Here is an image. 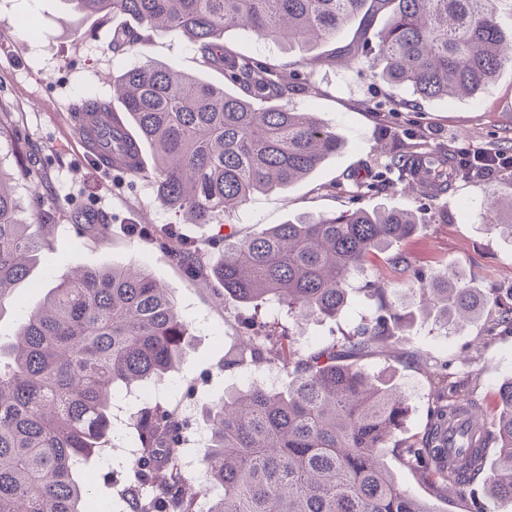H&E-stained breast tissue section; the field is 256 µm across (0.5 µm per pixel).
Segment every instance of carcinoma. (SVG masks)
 Returning <instances> with one entry per match:
<instances>
[{"instance_id": "obj_1", "label": "carcinoma", "mask_w": 512, "mask_h": 512, "mask_svg": "<svg viewBox=\"0 0 512 512\" xmlns=\"http://www.w3.org/2000/svg\"><path fill=\"white\" fill-rule=\"evenodd\" d=\"M73 7L133 24L112 34V54H145L152 37L180 31L196 60L223 76L213 84L146 60L112 77L121 110L97 96L75 103L71 119L103 161L157 185L162 205L211 224L254 192L284 188L308 176L340 141L292 99L311 90L306 68L320 62L263 61L236 51L225 34L241 29L290 48L357 28L340 57L363 61L383 81L421 98L473 96L512 66V33L495 20L493 0H69ZM386 24L376 28L378 16ZM112 120V139L97 123ZM8 134L17 172L0 168V315L48 249L57 212L44 197L33 225L14 194L15 175L40 185L43 169L28 161L18 124ZM154 164H143V146ZM417 156L403 151L388 169L405 179ZM76 234L101 237L108 225L74 215ZM405 210L355 209L308 215L245 238L224 236L219 293L258 311L274 302L302 319L334 316L347 303L352 276L378 254L411 236ZM133 238L159 241L191 280L210 279L204 250L154 224H132ZM375 316L337 343L302 352L287 327L253 314L243 343L224 354V370L250 359L290 377L288 386H249L209 405L210 444L199 459L207 488L188 493L183 466L187 421L156 403L128 415L135 454L126 462L124 512H436L400 486L386 467L392 449L422 484L463 491L476 479L492 499L512 502V382L500 386L498 412L481 422L479 448L448 460V422L456 407L476 401L448 382V366H427L437 393L427 432L396 438L407 403L394 385L359 362L398 342L401 320L375 285ZM445 323L497 314L486 336L512 330V303L480 295L435 274L416 289ZM188 325L170 290L141 266L87 268L49 290L24 320L18 339L0 341V512H86L94 496L90 463L112 430V402L121 391L164 379L186 353ZM496 444L494 465L482 446Z\"/></svg>"}]
</instances>
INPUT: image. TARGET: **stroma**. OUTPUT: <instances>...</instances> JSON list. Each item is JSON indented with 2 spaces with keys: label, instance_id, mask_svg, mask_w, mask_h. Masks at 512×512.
Returning a JSON list of instances; mask_svg holds the SVG:
<instances>
[{
  "label": "stroma",
  "instance_id": "35a3bbf8",
  "mask_svg": "<svg viewBox=\"0 0 512 512\" xmlns=\"http://www.w3.org/2000/svg\"><path fill=\"white\" fill-rule=\"evenodd\" d=\"M117 25V20L103 22L73 10L66 0H0V43L11 45L8 55L0 54V113L14 112L23 120L30 160L46 173L40 192L55 198L62 209L54 238L66 251L64 262L40 261L17 287V306L0 314V336L14 335L71 268L131 263L146 267L170 288L190 336L184 357L165 384L148 386L141 401L161 400L189 420L191 432L200 438L189 450L198 456L208 437L207 404L225 392L247 387L258 373L254 365L231 372L223 367L225 351L238 339L239 320L250 310L188 280L155 239L130 238L128 226L170 225L202 246L214 266L224 259V234L232 231L243 238L303 215L393 207L417 216L415 233L367 263L336 317L297 322L274 303L263 306L259 317L287 326L296 347L305 351L341 340L371 317L375 302L367 297L364 284H382L403 318L406 356H373L364 365L390 378L407 397L409 411L399 438H417L428 424L434 393L424 368L429 360L447 364L454 380L476 396L482 411L493 414L499 384L512 377V334L484 342L485 318L494 312L490 306L483 318L444 326L436 317L426 316L409 286L442 271L485 293L494 288L512 291V236L492 226L489 208L491 197L512 198V168L486 180L457 179L439 197L416 192L393 173L382 190L355 199L347 177L366 179L382 171L395 145L422 144L449 152L500 148L512 155V68L503 69L476 96L421 99L405 87L384 82L366 65L327 62V55L351 40L352 30L304 49H287L240 30L230 31L226 35L230 47L262 60L296 62L304 56H322L311 76L313 91L295 96L292 104L316 113L336 132L341 147L287 189L254 194L218 223L194 224L158 203L150 180L100 169L77 144L70 121L73 103L83 96L110 97L113 75L141 65L144 58L213 84L223 81L220 73L200 68L187 41L173 32L155 38L147 56L112 55L109 44ZM74 210L102 215L110 228L107 240L77 237L69 218ZM385 462L402 486L438 512H469L468 500L432 497L394 453H387Z\"/></svg>",
  "mask_w": 512,
  "mask_h": 512
}]
</instances>
